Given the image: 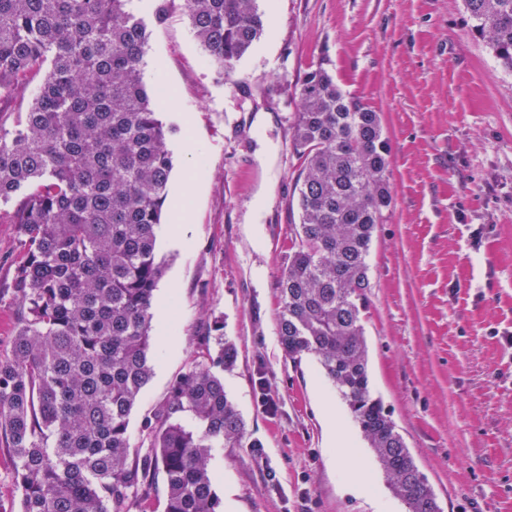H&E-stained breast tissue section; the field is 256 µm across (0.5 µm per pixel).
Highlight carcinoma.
I'll return each instance as SVG.
<instances>
[{"mask_svg": "<svg viewBox=\"0 0 512 512\" xmlns=\"http://www.w3.org/2000/svg\"><path fill=\"white\" fill-rule=\"evenodd\" d=\"M131 0H0V91L39 82L17 124L0 126V201L21 225L13 293L24 310L0 359V442L15 462L18 512H130L158 471L165 512H222L212 451L243 446L224 390L235 346L171 385L140 428L129 422L153 374L156 228L173 169L169 130L143 83L148 33ZM473 30L512 72V0H463ZM206 58H241L263 31L257 0H183ZM299 244L283 270L278 337L317 358L406 512H441L391 415L369 387L362 315L367 257L392 202L379 113L316 66L295 85Z\"/></svg>", "mask_w": 512, "mask_h": 512, "instance_id": "carcinoma-1", "label": "carcinoma"}]
</instances>
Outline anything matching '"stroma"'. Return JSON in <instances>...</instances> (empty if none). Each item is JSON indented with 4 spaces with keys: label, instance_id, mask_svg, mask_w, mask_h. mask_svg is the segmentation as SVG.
Returning <instances> with one entry per match:
<instances>
[{
    "label": "stroma",
    "instance_id": "35a3bbf8",
    "mask_svg": "<svg viewBox=\"0 0 512 512\" xmlns=\"http://www.w3.org/2000/svg\"><path fill=\"white\" fill-rule=\"evenodd\" d=\"M265 26L231 66L207 60L170 0L130 7L149 31L147 89L171 126L168 198L156 230L153 374L141 421L171 383L209 363L216 335L236 363L224 387L247 447L214 453L223 512H406L315 357H285L279 280L296 244L301 160L291 88L320 65L381 116L391 208L368 259L363 317L371 389L441 512H512V74L472 28L463 0H258ZM273 184L268 206L256 193ZM19 225L0 222V356L20 306ZM349 443L373 494L351 488Z\"/></svg>",
    "mask_w": 512,
    "mask_h": 512
}]
</instances>
